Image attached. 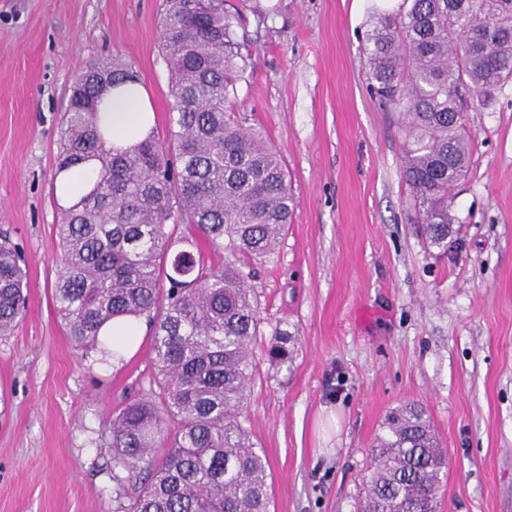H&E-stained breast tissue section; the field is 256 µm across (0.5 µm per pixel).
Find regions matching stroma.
<instances>
[{"label":"stroma","mask_w":512,"mask_h":512,"mask_svg":"<svg viewBox=\"0 0 512 512\" xmlns=\"http://www.w3.org/2000/svg\"><path fill=\"white\" fill-rule=\"evenodd\" d=\"M241 0L252 55L232 105L261 127L296 206L252 260L262 334L244 425L269 461L270 512H357L389 412L430 414L448 451L440 512H512V82L464 114L473 165L452 191L448 254L405 182V115L368 89L373 7ZM164 0H0V233L18 247L23 316L0 338V512H121L105 422L152 388L150 343L119 363L77 350L51 285L54 178L71 89L89 66L136 72L166 137ZM292 359L272 363L274 330Z\"/></svg>","instance_id":"stroma-1"}]
</instances>
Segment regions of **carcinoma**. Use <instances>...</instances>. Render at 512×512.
I'll return each instance as SVG.
<instances>
[{
    "label": "carcinoma",
    "mask_w": 512,
    "mask_h": 512,
    "mask_svg": "<svg viewBox=\"0 0 512 512\" xmlns=\"http://www.w3.org/2000/svg\"><path fill=\"white\" fill-rule=\"evenodd\" d=\"M228 0H167L162 50L173 105L167 140L107 148L99 86L138 82L132 68L95 64L76 81L57 170L99 163L91 191L64 211L55 305L85 353L114 358L102 327H152L151 395L112 413L107 448L126 512H269L266 455L241 422L261 335L246 261L270 253L296 205L278 152L229 109L250 66ZM371 90L403 105L412 145L403 175L430 245L448 251L449 198L470 162L469 101L512 81V0H403L378 13L365 48ZM185 227L182 235L175 229ZM201 235L224 263L195 251ZM27 272L0 242V337L22 315ZM269 357L288 362L275 331ZM372 451L359 512H435L447 467L418 404L390 412Z\"/></svg>",
    "instance_id": "1"
}]
</instances>
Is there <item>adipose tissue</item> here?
Returning a JSON list of instances; mask_svg holds the SVG:
<instances>
[{
  "label": "adipose tissue",
  "instance_id": "obj_1",
  "mask_svg": "<svg viewBox=\"0 0 512 512\" xmlns=\"http://www.w3.org/2000/svg\"><path fill=\"white\" fill-rule=\"evenodd\" d=\"M101 120L109 144L118 149H129L145 138L154 125L152 103L140 84L127 85L104 94ZM97 172L96 163L56 175L55 194L60 206L75 203L92 185Z\"/></svg>",
  "mask_w": 512,
  "mask_h": 512
}]
</instances>
